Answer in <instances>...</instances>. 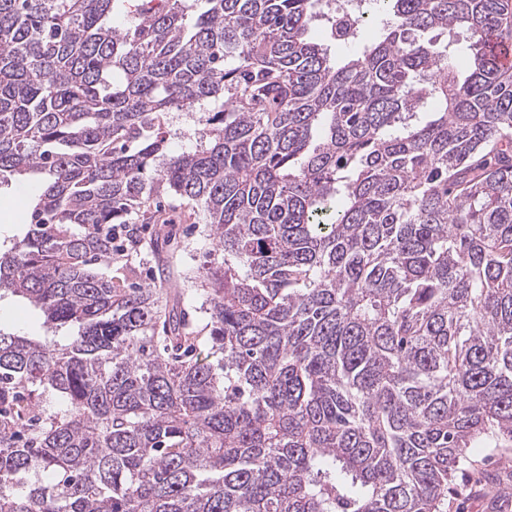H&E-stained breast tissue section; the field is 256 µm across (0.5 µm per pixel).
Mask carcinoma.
<instances>
[{"mask_svg": "<svg viewBox=\"0 0 512 512\" xmlns=\"http://www.w3.org/2000/svg\"><path fill=\"white\" fill-rule=\"evenodd\" d=\"M194 2L0 0V180L44 176L0 291L78 328L0 331V512H448L512 443V0H380L341 63L330 0ZM166 198L205 343L124 286ZM165 129L168 131V150L171 153H181L188 150L194 142L198 129V113L170 112L166 119ZM177 207L181 213L180 220L173 226H168L169 235L172 234L173 242H178L179 247L173 252L172 247L164 245L160 255L166 264L167 281L165 288H169L172 295H180L181 301L189 308L192 318L202 327L205 324L204 315L199 312L204 296L201 293L199 279L203 271L201 266L208 259L210 253L216 249L206 224H197L193 217L189 218V206L179 207L177 200H167Z\"/></svg>", "mask_w": 512, "mask_h": 512, "instance_id": "1", "label": "carcinoma"}]
</instances>
